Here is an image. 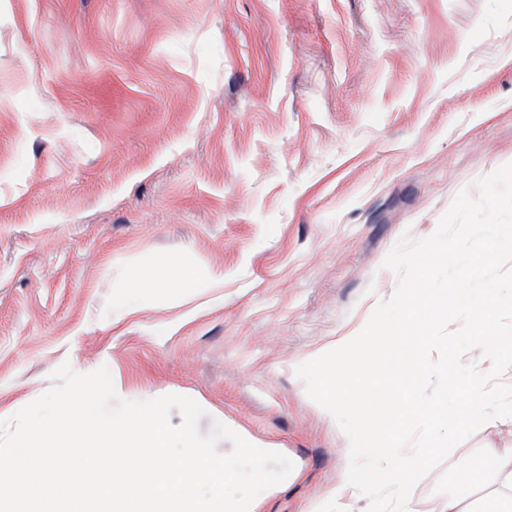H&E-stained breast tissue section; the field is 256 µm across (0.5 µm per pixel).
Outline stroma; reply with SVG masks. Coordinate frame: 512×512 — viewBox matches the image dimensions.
<instances>
[{
  "instance_id": "35a3bbf8",
  "label": "stroma",
  "mask_w": 512,
  "mask_h": 512,
  "mask_svg": "<svg viewBox=\"0 0 512 512\" xmlns=\"http://www.w3.org/2000/svg\"><path fill=\"white\" fill-rule=\"evenodd\" d=\"M507 163L512 0H0V420L105 365L292 460L253 512H310L349 440L297 366ZM161 257L198 287L113 307ZM490 444L512 453V417L454 451ZM447 494L443 464L408 510Z\"/></svg>"
}]
</instances>
